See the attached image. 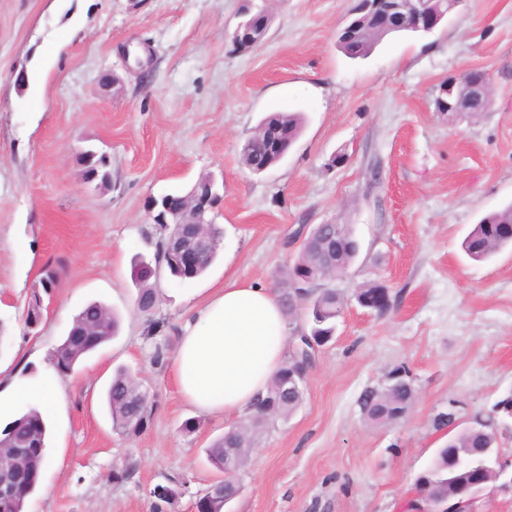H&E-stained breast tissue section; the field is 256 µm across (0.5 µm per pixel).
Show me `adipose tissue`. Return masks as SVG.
<instances>
[{"instance_id":"1","label":"adipose tissue","mask_w":512,"mask_h":512,"mask_svg":"<svg viewBox=\"0 0 512 512\" xmlns=\"http://www.w3.org/2000/svg\"><path fill=\"white\" fill-rule=\"evenodd\" d=\"M286 357L287 322L277 296L257 282H233L187 310L174 373L187 403L232 418L266 395ZM63 391L55 379L0 381V414L35 400L50 415Z\"/></svg>"}]
</instances>
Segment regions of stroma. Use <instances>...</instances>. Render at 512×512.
<instances>
[{
	"instance_id": "35a3bbf8",
	"label": "stroma",
	"mask_w": 512,
	"mask_h": 512,
	"mask_svg": "<svg viewBox=\"0 0 512 512\" xmlns=\"http://www.w3.org/2000/svg\"><path fill=\"white\" fill-rule=\"evenodd\" d=\"M357 3L0 0V374L55 375L51 354L89 302L121 319L62 379L50 462L25 512H153L159 485L176 492L165 512H196L217 476L206 449L241 421L180 396L172 360L185 313L230 280L276 288L293 234L316 224L351 225L360 243L337 284L348 301L301 406L258 428L229 512H417V479L448 438L436 415L453 402L467 424L512 393V250L476 262L461 247L512 203V0H460L433 33L390 35L352 59L337 37ZM248 6L271 24L259 47L236 50L228 34ZM470 70L492 80L486 112H436L441 84ZM271 112L302 113V133L254 174L241 150ZM88 149L109 154L108 186L85 179ZM204 177L224 187L218 257L197 280L161 278L162 328L148 335L131 265L154 257L146 202ZM47 266L59 278L31 331ZM370 282L388 288L387 311L354 299ZM399 366L414 404L394 424H368L359 396ZM120 367L152 408L131 437L104 403ZM189 419L195 432L182 428Z\"/></svg>"
}]
</instances>
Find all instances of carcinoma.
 Instances as JSON below:
<instances>
[{
  "instance_id": "carcinoma-1",
  "label": "carcinoma",
  "mask_w": 512,
  "mask_h": 512,
  "mask_svg": "<svg viewBox=\"0 0 512 512\" xmlns=\"http://www.w3.org/2000/svg\"><path fill=\"white\" fill-rule=\"evenodd\" d=\"M374 25L362 21V35L357 41V56L365 57L375 47L377 39L371 30ZM304 124L300 112H274L261 121L265 131L251 136L242 149L241 160L246 169L253 168L260 158L268 166L281 160L274 137L288 140L293 144L299 137ZM512 203L482 217L473 225L465 237L462 247L473 261H487L507 247H512ZM186 231L184 224H160L156 229L155 265L166 263L169 240ZM343 238L336 241V264L325 266L319 254L311 247L300 246L293 261L281 273L282 292L280 302L288 314L312 306L307 315L309 329L298 327L300 332L323 347L335 335L336 318L341 293L334 288L322 287L326 280L346 276L357 255L351 242L355 241L348 224L342 225ZM139 282L137 308L150 316L156 305V285L150 282L152 275L142 268L136 274ZM385 293V287L372 282L356 289L355 298L360 305ZM117 331V321L111 310L99 302L87 305L73 320L65 339L55 347L52 361L57 372L66 376L85 356L112 339ZM293 364V354L287 360L270 385L267 395L254 404L252 423L259 425L271 417L287 418L296 411L304 399V391L291 390L288 395L280 394L281 383ZM141 392L137 379L123 368L116 370L106 392V404L112 418L114 431L121 435L142 432L149 421L147 403L139 400ZM416 389L412 378L403 367L389 372L382 387L363 391L359 405L367 423L380 426L402 419L412 407ZM512 419V394L498 401L487 414L474 416L473 422L457 431H448V440L440 447L429 471L418 479L420 490L433 497L454 500L459 480L468 467L477 465L484 458H493L498 445L497 425L504 419ZM253 442L246 429H232L215 439L207 448L210 464L218 471L224 466V449H235L237 470H242L248 461ZM23 453L19 466L4 476V486L11 490L0 493V512H24L27 500L34 494L43 462L48 456L46 423L40 412L29 408L0 431V455L7 459L11 453ZM239 490L237 477L226 478L224 489L209 494L200 503L202 512H221L224 498L235 495Z\"/></svg>"
}]
</instances>
